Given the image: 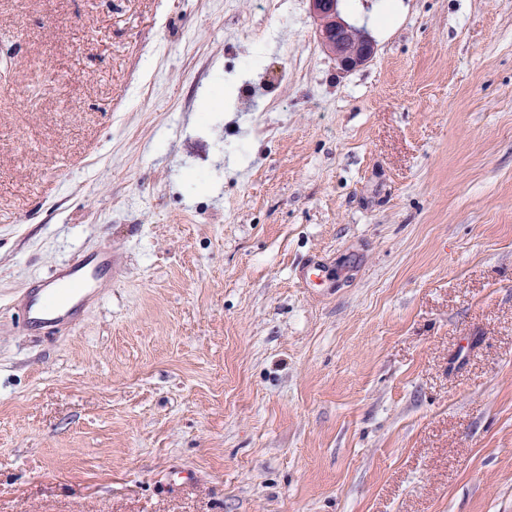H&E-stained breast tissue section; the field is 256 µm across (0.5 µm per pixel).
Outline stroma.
<instances>
[{
    "instance_id": "1",
    "label": "stroma",
    "mask_w": 512,
    "mask_h": 512,
    "mask_svg": "<svg viewBox=\"0 0 512 512\" xmlns=\"http://www.w3.org/2000/svg\"><path fill=\"white\" fill-rule=\"evenodd\" d=\"M344 9L0 0V512H512V0ZM343 1L308 0L318 42L340 72L347 73L371 62L376 54V44L364 27L344 18ZM92 263L89 259L80 258L75 260L67 268L62 270L59 275V281H65L62 288H52L46 292V289L39 292H45L42 295L35 294L27 302V323L31 327H41L52 329L65 323L69 318V312L72 308L62 313L66 304L75 303L76 306L83 302V291L88 288H94L92 283L93 275L89 272V266ZM65 291L67 297L62 300L59 292Z\"/></svg>"
}]
</instances>
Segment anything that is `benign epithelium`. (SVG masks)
Segmentation results:
<instances>
[{
  "label": "benign epithelium",
  "mask_w": 512,
  "mask_h": 512,
  "mask_svg": "<svg viewBox=\"0 0 512 512\" xmlns=\"http://www.w3.org/2000/svg\"><path fill=\"white\" fill-rule=\"evenodd\" d=\"M316 35L323 50L347 73L371 62L376 44L367 30L348 22L342 15L343 0H308Z\"/></svg>",
  "instance_id": "1"
}]
</instances>
